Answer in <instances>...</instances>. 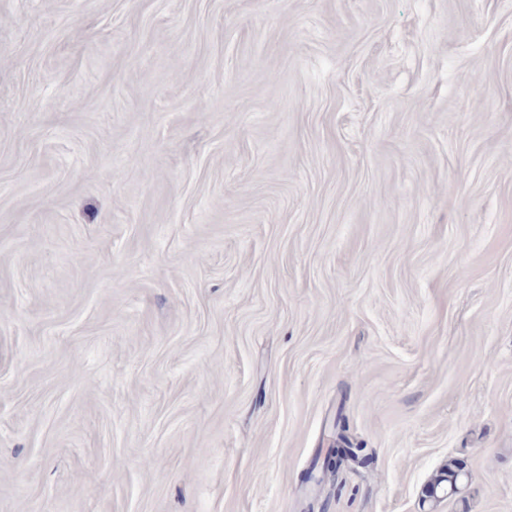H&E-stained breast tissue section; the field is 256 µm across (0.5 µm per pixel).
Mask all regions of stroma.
Masks as SVG:
<instances>
[{
  "mask_svg": "<svg viewBox=\"0 0 512 512\" xmlns=\"http://www.w3.org/2000/svg\"><path fill=\"white\" fill-rule=\"evenodd\" d=\"M0 512H512V0H0ZM461 466L455 460H449L440 472H438L426 485V496L425 500H436L439 498L438 491L446 490L448 496L457 494L456 489L458 488V479L461 476Z\"/></svg>",
  "mask_w": 512,
  "mask_h": 512,
  "instance_id": "obj_1",
  "label": "stroma"
}]
</instances>
